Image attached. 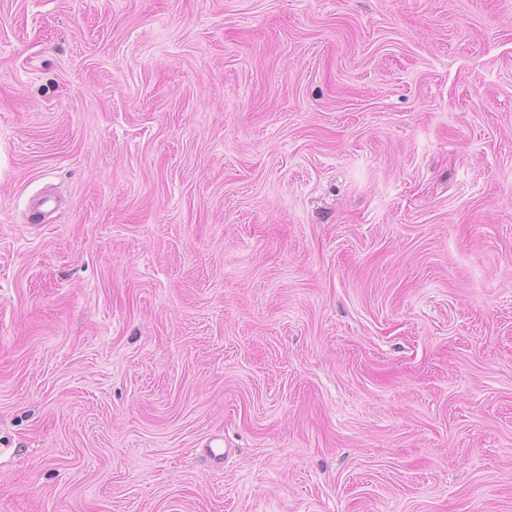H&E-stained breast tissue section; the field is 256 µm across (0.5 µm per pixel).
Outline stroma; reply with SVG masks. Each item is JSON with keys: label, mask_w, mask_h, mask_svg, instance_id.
<instances>
[{"label": "stroma", "mask_w": 512, "mask_h": 512, "mask_svg": "<svg viewBox=\"0 0 512 512\" xmlns=\"http://www.w3.org/2000/svg\"><path fill=\"white\" fill-rule=\"evenodd\" d=\"M0 512H512V0H0Z\"/></svg>", "instance_id": "35a3bbf8"}]
</instances>
